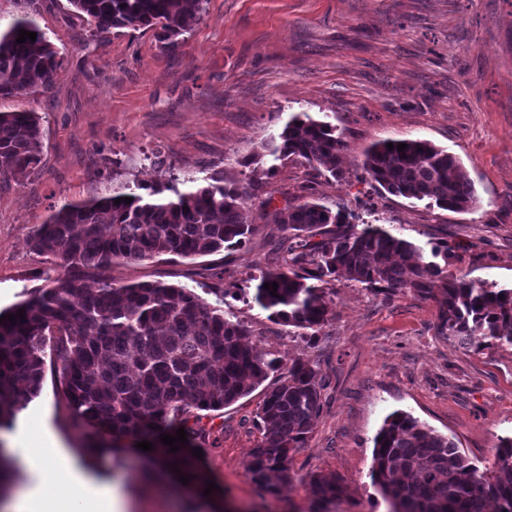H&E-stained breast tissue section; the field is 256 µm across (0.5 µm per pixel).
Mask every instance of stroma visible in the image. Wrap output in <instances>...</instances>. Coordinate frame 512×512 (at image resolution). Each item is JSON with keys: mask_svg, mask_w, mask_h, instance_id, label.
Returning <instances> with one entry per match:
<instances>
[{"mask_svg": "<svg viewBox=\"0 0 512 512\" xmlns=\"http://www.w3.org/2000/svg\"><path fill=\"white\" fill-rule=\"evenodd\" d=\"M29 14L61 57L46 89L0 100V111L42 118L38 170L23 182L0 179V310L64 270L34 250L30 235L52 207L83 201L126 181L159 176L161 149L178 176H261L242 158L260 153L288 120L307 113L335 126L346 143L342 177L280 162L264 187L269 206L246 200L259 231L243 247L192 259L117 262L119 283L163 281L208 302L229 293V310L248 323L251 343L291 362L309 360L324 383L323 407L292 479L276 493L253 483L249 453L260 434L263 388L220 410L202 411L201 481L176 472L147 475L132 447L86 452L59 383L46 363L39 394L0 431L13 489L33 476L12 450L30 420L58 443L64 481L116 488L129 512H308L309 477L335 478L337 512H387L373 486V438L386 416L404 411L453 440L476 465L491 463L512 435V348L480 352L437 336V309L411 296L392 299L344 278L330 288L332 316L309 344L296 328L258 306L255 275L283 263L273 211L308 198L347 208L363 221L430 251L448 248L449 272L512 286V0H206L201 19L174 53L152 30L93 34L68 0H0V25ZM421 139L447 150L473 181L477 205L464 213L376 191L364 171L375 143Z\"/></svg>", "mask_w": 512, "mask_h": 512, "instance_id": "obj_1", "label": "stroma"}]
</instances>
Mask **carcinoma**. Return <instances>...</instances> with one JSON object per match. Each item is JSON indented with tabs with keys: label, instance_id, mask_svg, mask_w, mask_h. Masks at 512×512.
<instances>
[{
	"label": "carcinoma",
	"instance_id": "cac0c4a2",
	"mask_svg": "<svg viewBox=\"0 0 512 512\" xmlns=\"http://www.w3.org/2000/svg\"><path fill=\"white\" fill-rule=\"evenodd\" d=\"M98 34L114 29L154 31L162 48L176 50L203 11L205 0H68ZM37 33L18 43L19 31ZM59 53L25 14L0 29V98L50 86ZM41 120L31 110L0 111V177L23 181L41 162ZM264 156L270 177L290 157L340 176L346 148L336 128L307 114L293 116ZM406 149L378 143L365 152L371 185L453 212L473 208L474 184L456 158L426 140ZM264 182H228L169 175L151 183L120 184L101 196L66 202L33 230V249L65 270L47 288H34L0 317V429L12 425L17 405L36 396L46 356L60 362V385L77 423L117 443L147 440L151 454L197 483L195 459L169 452L161 435L183 428L191 444L202 432L188 425L190 409L216 410L252 393L270 374L256 413L260 440L250 451L255 484L291 480L293 454L305 447L322 410L324 384L314 366L281 360L247 342L251 326L224 313L191 289L162 281L117 284L86 281L115 262L160 256L183 259L246 244L257 230L243 204L261 199ZM129 197L131 203H115ZM352 212L336 213L310 199L273 213L284 235L285 265L260 272L255 302L269 318L301 330L314 343L331 317L329 284L339 275L388 297L410 295L436 305L438 335L482 351L512 348V288L468 280L425 258L414 243L371 224L358 228ZM278 284L273 296L264 285ZM374 486L390 512H512V436L500 440L493 462L480 468L456 444L404 412L389 415L374 439ZM309 512H335L334 479L309 476Z\"/></svg>",
	"mask_w": 512,
	"mask_h": 512
}]
</instances>
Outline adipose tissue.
Returning <instances> with one entry per match:
<instances>
[{
  "label": "adipose tissue",
  "instance_id": "obj_1",
  "mask_svg": "<svg viewBox=\"0 0 512 512\" xmlns=\"http://www.w3.org/2000/svg\"><path fill=\"white\" fill-rule=\"evenodd\" d=\"M17 446L29 471L48 484L49 491L43 495L28 489L19 491L11 512H126L127 504L120 493L86 483H60L55 444L41 427H28Z\"/></svg>",
  "mask_w": 512,
  "mask_h": 512
}]
</instances>
